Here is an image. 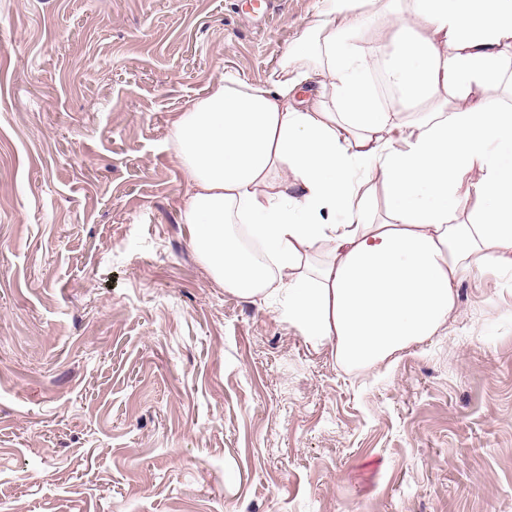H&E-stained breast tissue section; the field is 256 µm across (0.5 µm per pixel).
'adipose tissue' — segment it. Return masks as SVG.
Listing matches in <instances>:
<instances>
[{"mask_svg": "<svg viewBox=\"0 0 512 512\" xmlns=\"http://www.w3.org/2000/svg\"><path fill=\"white\" fill-rule=\"evenodd\" d=\"M509 44L512 0H325L266 83L224 77L174 113L182 220L215 282L262 302L278 273L289 324L348 368L390 367L435 336L459 281L512 267V105L489 93ZM380 55L392 107L369 79ZM372 177L379 224L359 196ZM368 192L369 205L367 211V218L370 222H380L386 217L385 203L383 200L380 184L377 180L365 185L362 192Z\"/></svg>", "mask_w": 512, "mask_h": 512, "instance_id": "obj_1", "label": "adipose tissue"}]
</instances>
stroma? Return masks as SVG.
Listing matches in <instances>:
<instances>
[{
    "label": "stroma",
    "mask_w": 512,
    "mask_h": 512,
    "mask_svg": "<svg viewBox=\"0 0 512 512\" xmlns=\"http://www.w3.org/2000/svg\"><path fill=\"white\" fill-rule=\"evenodd\" d=\"M323 0H0V512H512V273L340 367L225 292L169 120Z\"/></svg>",
    "instance_id": "stroma-1"
}]
</instances>
